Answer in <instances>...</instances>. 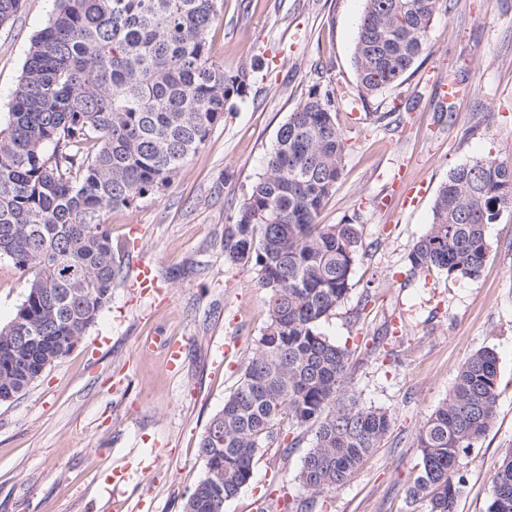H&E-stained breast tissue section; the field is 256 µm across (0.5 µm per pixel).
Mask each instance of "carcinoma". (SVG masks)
Instances as JSON below:
<instances>
[{"label":"carcinoma","instance_id":"obj_1","mask_svg":"<svg viewBox=\"0 0 512 512\" xmlns=\"http://www.w3.org/2000/svg\"><path fill=\"white\" fill-rule=\"evenodd\" d=\"M219 0H54L33 40L0 136V259L25 295L0 327V402L26 391L72 349L124 278L106 215L168 187L244 99L247 73L228 74L207 35ZM459 0H364L353 63L363 105L403 84L432 25ZM24 0H0V25ZM336 96L319 85L288 114L262 170L224 225V257L251 265L269 318L237 387L199 442L205 475L182 512H224L275 441L296 448L312 432L295 480L312 512L345 485L391 426L351 385V351L320 324L348 296L359 254L355 220L316 217L343 171ZM512 213V158L480 157L448 173L412 273L473 279L490 255L486 230ZM500 374L483 348L460 367L448 398L416 434L421 461L407 494L429 512H456L464 459L496 418ZM487 512H512V448L500 455Z\"/></svg>","mask_w":512,"mask_h":512}]
</instances>
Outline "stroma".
Here are the masks:
<instances>
[{
    "instance_id": "35a3bbf8",
    "label": "stroma",
    "mask_w": 512,
    "mask_h": 512,
    "mask_svg": "<svg viewBox=\"0 0 512 512\" xmlns=\"http://www.w3.org/2000/svg\"><path fill=\"white\" fill-rule=\"evenodd\" d=\"M363 0H220L208 34L225 72L249 74V94L225 112L206 145L160 193L106 216L125 281L71 352L19 398L0 403V512H181L204 476L198 443L236 388L269 318L252 266L224 260V226L249 191L279 127L322 82L333 87L345 160L316 218L355 219L361 246L348 297L320 325L352 349V387L367 406L388 408L392 425L348 483L316 512H421L407 489L417 473L416 433L448 395L464 361L493 349L502 380L497 418L465 459L457 512H486L494 465L512 446V214L489 225L490 256L479 277L411 274L413 245L432 222L450 169L512 154V0H460L440 15L423 64L374 104L362 105L353 52ZM52 0H26L0 25V130L32 38ZM457 72L466 85L453 114L440 116L430 76ZM406 123L377 113L406 102ZM421 182L412 209L391 185L394 170ZM151 265L159 292L130 288ZM402 314L396 336L390 320ZM233 337L228 358L216 346ZM185 350L176 368L166 346ZM307 445L272 443L224 512H255L257 500L302 496L294 484ZM126 478L114 482L115 471Z\"/></svg>"
}]
</instances>
